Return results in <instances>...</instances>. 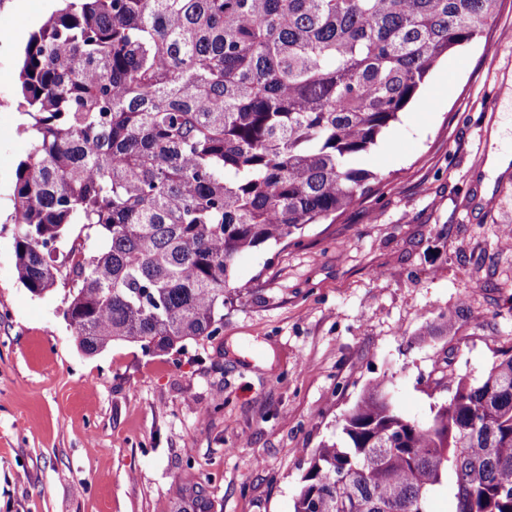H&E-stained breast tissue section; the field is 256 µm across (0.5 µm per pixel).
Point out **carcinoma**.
<instances>
[{
  "label": "carcinoma",
  "instance_id": "carcinoma-1",
  "mask_svg": "<svg viewBox=\"0 0 512 512\" xmlns=\"http://www.w3.org/2000/svg\"><path fill=\"white\" fill-rule=\"evenodd\" d=\"M500 2L68 0L24 50L19 281L40 296L70 280L87 354L212 339L240 257L368 191L362 156ZM76 226L95 246L65 272ZM447 386L419 422L373 383L294 512H430L450 469L455 512H512V354Z\"/></svg>",
  "mask_w": 512,
  "mask_h": 512
}]
</instances>
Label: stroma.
Returning <instances> with one entry per match:
<instances>
[{"label": "stroma", "instance_id": "obj_1", "mask_svg": "<svg viewBox=\"0 0 512 512\" xmlns=\"http://www.w3.org/2000/svg\"><path fill=\"white\" fill-rule=\"evenodd\" d=\"M19 51L0 38V512H293L312 454L375 379L424 422L448 399L442 374L477 383L512 351V166L484 194L479 163L512 122V0L439 61L430 108L369 152L371 191L245 253L222 334L181 352L85 354L67 288L20 283L6 222L31 149ZM449 314L450 333L421 340Z\"/></svg>", "mask_w": 512, "mask_h": 512}]
</instances>
